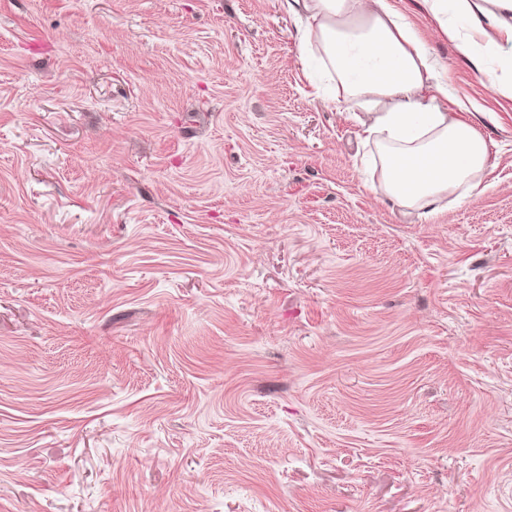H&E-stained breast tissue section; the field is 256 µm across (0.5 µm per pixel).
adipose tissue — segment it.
<instances>
[{
	"label": "adipose tissue",
	"mask_w": 512,
	"mask_h": 512,
	"mask_svg": "<svg viewBox=\"0 0 512 512\" xmlns=\"http://www.w3.org/2000/svg\"><path fill=\"white\" fill-rule=\"evenodd\" d=\"M433 16L454 8L473 19L461 38L466 53L497 54L496 41L475 34L492 28L512 42V0H422ZM306 19L303 54L314 59L330 83L333 100L366 113L365 140L380 158L385 195L400 207L431 217L460 187L476 188L490 162L486 139L476 127L444 112L438 97L448 86L426 45L392 0H282Z\"/></svg>",
	"instance_id": "1"
}]
</instances>
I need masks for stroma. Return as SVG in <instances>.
Returning <instances> with one entry per match:
<instances>
[{"label":"stroma","mask_w":512,"mask_h":512,"mask_svg":"<svg viewBox=\"0 0 512 512\" xmlns=\"http://www.w3.org/2000/svg\"><path fill=\"white\" fill-rule=\"evenodd\" d=\"M393 2L490 148L428 219L280 0H0V512H512V49Z\"/></svg>","instance_id":"obj_1"}]
</instances>
